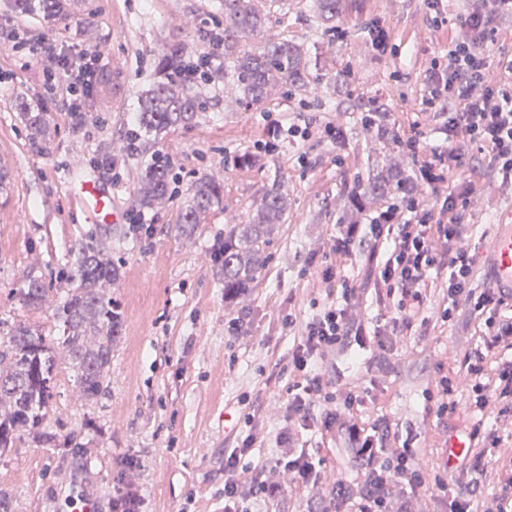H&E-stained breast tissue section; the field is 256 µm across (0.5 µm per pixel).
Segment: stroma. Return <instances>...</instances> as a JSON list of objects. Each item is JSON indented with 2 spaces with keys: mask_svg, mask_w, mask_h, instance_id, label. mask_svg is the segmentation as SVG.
I'll return each mask as SVG.
<instances>
[{
  "mask_svg": "<svg viewBox=\"0 0 512 512\" xmlns=\"http://www.w3.org/2000/svg\"><path fill=\"white\" fill-rule=\"evenodd\" d=\"M477 5L443 0L435 20L424 0H360L338 19L339 39L314 33L308 11L296 6L269 34L308 51L307 89L274 88L264 105L248 108L231 79L211 83L205 110L191 124L171 128L161 143L172 196L146 212L150 233L141 238L125 222L84 223L69 175L75 166L94 169L101 147L111 146L122 173L114 183L119 209L125 215L135 210V166L121 146L134 125L137 94L155 78L167 45L181 44L190 59L208 52L206 34L222 18L217 0H85L67 17L0 15V167L9 176L0 192V319H21L57 335L54 303L29 311L12 298V289L30 272L53 280L85 243L111 251L122 265L112 289L123 314L122 338L112 352L107 392L84 402L69 372L59 370L46 417L51 441L0 453V488L13 494L15 512H74L85 503L92 512H113L116 492L127 482L141 491L144 512H224V451L237 446L246 427L259 436L254 459L280 456L278 435L288 423V354L297 328L327 302L321 272L336 263L331 248L343 231L347 197L386 153L362 128V112L381 107L397 137L418 128L428 145L444 143L447 116L424 110L422 82L430 62L448 50L449 23ZM377 19L394 53L372 51L369 31ZM84 48L103 51L123 86H95L89 98L95 124L83 135L73 132L62 101L51 100L53 137L36 149L15 104L41 100L50 56ZM339 72L345 76L340 84L334 80ZM270 112L283 125L314 128L330 115L342 137L332 143L315 132L305 139L284 135L266 150L264 117ZM244 155L251 163H241ZM205 175L222 180V199L200 224H181L192 188ZM275 183L291 203L288 216L266 249L251 295L226 302L215 248L225 225ZM510 203L512 188L490 176L480 179L468 218L475 226L470 250L482 251ZM344 271L361 285L362 325L373 326L380 305L365 257L356 256ZM234 319L240 332L230 326ZM469 333L462 312L452 327L414 328L405 358L393 349L378 355L356 346L322 370L368 387L377 402L364 409L366 424L389 421L394 444L419 448L434 432L427 382L452 370L455 342ZM247 406L254 411L249 425ZM71 433L78 445L67 442ZM298 443L320 461L327 482L298 490L287 472L270 471L283 494L275 502H250L251 512H308L333 496L336 481L355 485L344 450L322 441L317 429L301 430ZM131 457L139 461L137 470L125 467Z\"/></svg>",
  "mask_w": 512,
  "mask_h": 512,
  "instance_id": "35a3bbf8",
  "label": "stroma"
}]
</instances>
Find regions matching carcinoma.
<instances>
[{
  "label": "carcinoma",
  "instance_id": "cac0c4a2",
  "mask_svg": "<svg viewBox=\"0 0 512 512\" xmlns=\"http://www.w3.org/2000/svg\"><path fill=\"white\" fill-rule=\"evenodd\" d=\"M285 0H268L264 10L256 0H220L224 25L207 36L222 42L224 73L232 74L246 106L266 102L271 88L306 87L311 64L303 47L286 40L263 39L273 18L287 16ZM73 0H0V13L27 17L35 13L67 16ZM306 7L327 32L338 30L336 17L344 0H306ZM183 47L173 44L163 59V69L179 70ZM206 105V88L187 87L167 77L151 81L140 91L136 124L126 143L138 160L135 200L141 210H152L170 198L169 168L159 150L147 161L139 160L146 145L161 143L167 131L191 122ZM32 144L50 140L51 124L46 107L21 113ZM365 124L389 145L397 144L385 116L377 109L365 116ZM224 187L213 176L199 178L180 223L199 224L203 214L223 196ZM414 182L401 165L375 164L360 189L349 197L345 219L355 223L359 214L390 200L411 198ZM288 210V198L280 185H272L238 224L224 225V297L236 301L251 293L265 267L266 248ZM112 253L94 246H81L73 253L59 280L69 288L56 306L54 317L62 336H46L37 326L0 320V450L16 448L30 436L42 437L41 429L54 396V379L67 369L80 395L94 400L109 384L112 349L123 326L119 305L109 288L120 276ZM52 288L42 276L29 274L12 297L28 310H38L49 301Z\"/></svg>",
  "mask_w": 512,
  "mask_h": 512
}]
</instances>
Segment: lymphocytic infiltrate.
I'll return each instance as SVG.
<instances>
[{"instance_id": "lymphocytic-infiltrate-1", "label": "lymphocytic infiltrate", "mask_w": 512, "mask_h": 512, "mask_svg": "<svg viewBox=\"0 0 512 512\" xmlns=\"http://www.w3.org/2000/svg\"><path fill=\"white\" fill-rule=\"evenodd\" d=\"M483 7L462 18L448 44L444 61H432L424 83L422 103L448 115L446 142L427 147L421 135L404 145L418 172L430 186L435 202L419 206L415 199L389 203L364 224L345 225L332 251L339 259L357 253L374 259V288L392 298L381 310L372 336L356 322L358 287L348 276L323 271V280H336V298L323 305L302 326L288 359L293 398L288 426L280 435L284 449L273 465L251 463L258 439L246 431L238 447L224 451V512H245L252 499L273 500L281 488L266 477L269 467L288 470L296 488L313 489L321 473L305 449L295 444L299 429L308 427L310 409L323 403L322 437L353 449L364 487L337 508L326 499L323 512H424L421 488L435 483L451 500L453 512H512V299L481 281L474 254L466 240L474 231L465 217L472 207V189H450L466 154L478 150L482 170L512 185V62L493 75V62L483 48L496 33V22L512 14V0H482ZM108 64L96 49L52 58L43 69L48 97L66 100L67 109L81 112L93 80ZM441 290L447 306L442 321L452 322L466 311L472 334L456 353L452 374L437 375L426 391L436 419L457 411L454 393L465 389L473 417L465 427L467 443L459 479L431 478L423 450L391 445L390 426L365 427L359 413L369 392L353 385L340 396L330 394L331 382L315 364L344 354L352 340L369 338L376 353L406 342L414 326L430 323L427 296Z\"/></svg>"}]
</instances>
